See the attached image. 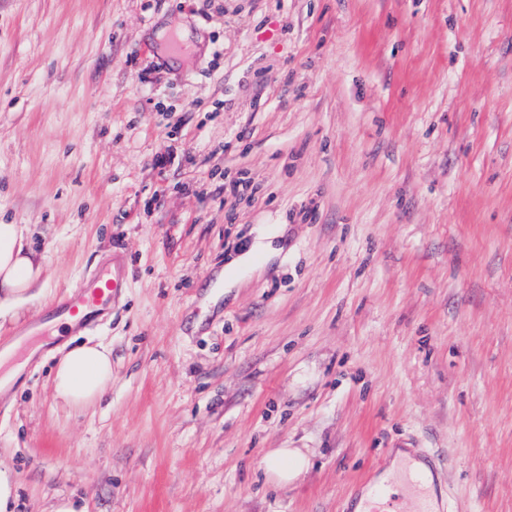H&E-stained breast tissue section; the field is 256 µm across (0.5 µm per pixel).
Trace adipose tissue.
Instances as JSON below:
<instances>
[{
  "label": "adipose tissue",
  "mask_w": 512,
  "mask_h": 512,
  "mask_svg": "<svg viewBox=\"0 0 512 512\" xmlns=\"http://www.w3.org/2000/svg\"><path fill=\"white\" fill-rule=\"evenodd\" d=\"M28 225L0 224V308H14L41 284L43 266L26 243ZM112 383L110 350L82 343L65 349L54 367L53 390L65 406L82 409L103 397ZM308 453L299 448H277L265 458L267 472L289 484L307 472Z\"/></svg>",
  "instance_id": "obj_1"
}]
</instances>
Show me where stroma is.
<instances>
[{
  "mask_svg": "<svg viewBox=\"0 0 512 512\" xmlns=\"http://www.w3.org/2000/svg\"><path fill=\"white\" fill-rule=\"evenodd\" d=\"M0 223L43 258L0 312L16 512H348L400 448L512 512V0H0ZM116 254L75 410L29 323ZM53 390L65 406L82 409L103 397L112 383L110 350L88 343L66 348L54 367ZM310 463V456L300 448H277L265 458L267 472L281 484L296 481L308 471Z\"/></svg>",
  "mask_w": 512,
  "mask_h": 512,
  "instance_id": "1",
  "label": "stroma"
}]
</instances>
